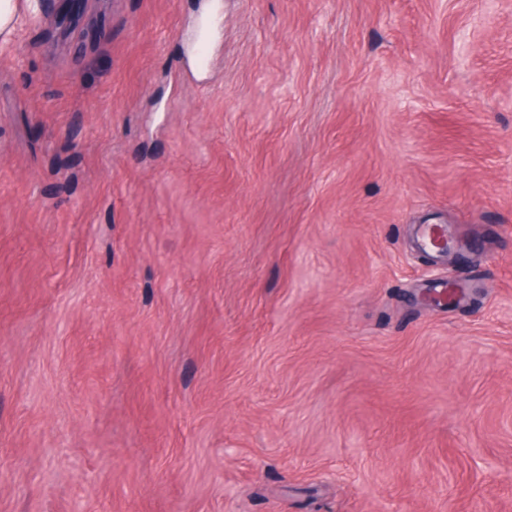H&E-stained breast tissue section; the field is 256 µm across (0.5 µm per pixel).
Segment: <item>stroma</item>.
<instances>
[{
  "label": "stroma",
  "instance_id": "obj_1",
  "mask_svg": "<svg viewBox=\"0 0 512 512\" xmlns=\"http://www.w3.org/2000/svg\"><path fill=\"white\" fill-rule=\"evenodd\" d=\"M0 512H512V0L17 25Z\"/></svg>",
  "mask_w": 512,
  "mask_h": 512
}]
</instances>
